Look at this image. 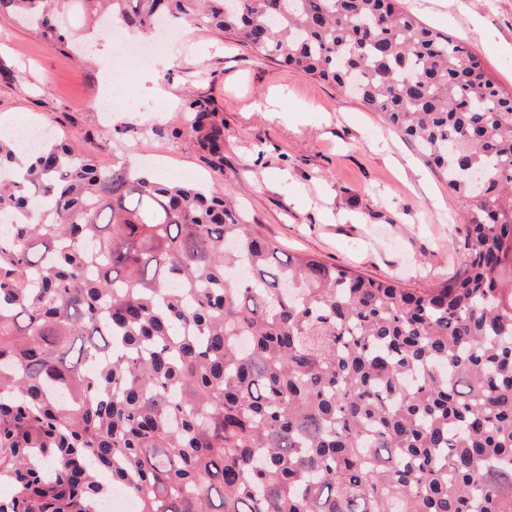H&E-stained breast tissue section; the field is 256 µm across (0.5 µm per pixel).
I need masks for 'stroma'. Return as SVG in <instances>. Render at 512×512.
<instances>
[{"mask_svg":"<svg viewBox=\"0 0 512 512\" xmlns=\"http://www.w3.org/2000/svg\"><path fill=\"white\" fill-rule=\"evenodd\" d=\"M424 24L479 55L512 90V0H401ZM79 51H59L25 22L0 16V127L35 122L105 167L160 157L162 174L220 182L240 216L284 254L306 253L367 276L422 288L461 275L467 200L449 193L418 148L343 91L256 56L205 28L178 31L163 49L173 64L157 81L148 61L112 66L80 0L65 14ZM131 83L135 112L98 108L106 79ZM224 118V165L208 164L185 131L187 98ZM160 114L173 139L147 132Z\"/></svg>","mask_w":512,"mask_h":512,"instance_id":"1","label":"stroma"}]
</instances>
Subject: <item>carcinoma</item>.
Here are the masks:
<instances>
[{"label": "carcinoma", "mask_w": 512, "mask_h": 512, "mask_svg": "<svg viewBox=\"0 0 512 512\" xmlns=\"http://www.w3.org/2000/svg\"><path fill=\"white\" fill-rule=\"evenodd\" d=\"M232 35L407 139L467 212L464 277L282 256L224 188L0 139V512H512V91L397 0H84ZM66 0H0L54 49ZM204 157L224 119L186 103Z\"/></svg>", "instance_id": "1"}]
</instances>
